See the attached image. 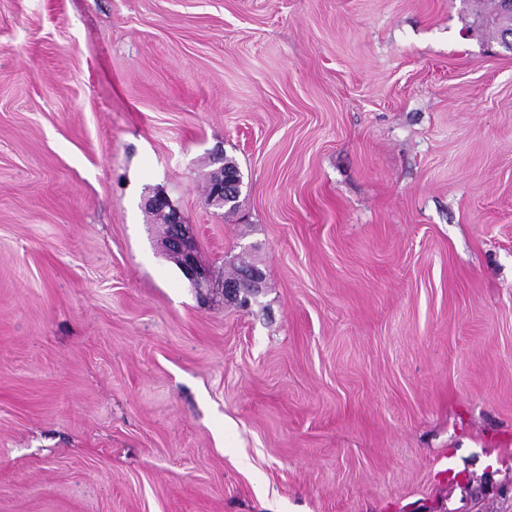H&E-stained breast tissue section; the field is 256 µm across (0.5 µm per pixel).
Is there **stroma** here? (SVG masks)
Masks as SVG:
<instances>
[{
  "mask_svg": "<svg viewBox=\"0 0 512 512\" xmlns=\"http://www.w3.org/2000/svg\"><path fill=\"white\" fill-rule=\"evenodd\" d=\"M479 10L0 0V512H512V53ZM214 160L218 163H221V165L210 175L207 203L208 205L212 206L224 207V170H227L228 173H230L228 180L232 185L236 183L233 182L231 174H237L239 177L240 174L233 162H224V154H221L217 159ZM146 208L161 212L166 215L168 233L162 240V247L165 252H175L179 259V267L183 274L197 288H204L207 284V274L200 265L194 248L190 225L184 224L179 212L171 205L168 198L161 192H157L148 199ZM167 210V212H166ZM260 280V273L257 269L245 270L241 274V278L236 283L224 285L225 292L229 296H233L235 299L240 298L241 301L245 302L243 307L250 305V299L254 288H258L257 284ZM250 296V297H249Z\"/></svg>",
  "mask_w": 512,
  "mask_h": 512,
  "instance_id": "35a3bbf8",
  "label": "stroma"
}]
</instances>
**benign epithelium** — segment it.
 <instances>
[{
	"instance_id": "obj_1",
	"label": "benign epithelium",
	"mask_w": 512,
	"mask_h": 512,
	"mask_svg": "<svg viewBox=\"0 0 512 512\" xmlns=\"http://www.w3.org/2000/svg\"><path fill=\"white\" fill-rule=\"evenodd\" d=\"M490 24L499 29L501 38L499 44L505 49H512V0H500L498 12L490 19ZM217 162L221 163L215 169L209 180L208 204L224 206V156H219ZM146 208L166 215L168 233L162 240L165 252H174L179 259V267L183 274L197 288L207 284V274L200 265L194 248L190 225L184 223L179 212L171 205L168 198L161 192L148 199ZM260 280V273L256 269L246 270L241 274L239 281L224 285L227 295L239 298L244 306L250 305V295Z\"/></svg>"
}]
</instances>
